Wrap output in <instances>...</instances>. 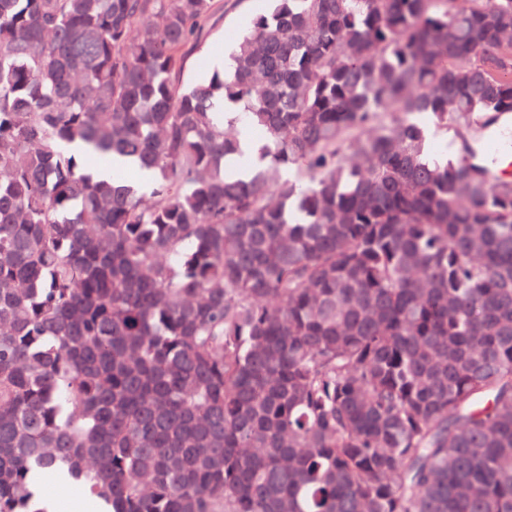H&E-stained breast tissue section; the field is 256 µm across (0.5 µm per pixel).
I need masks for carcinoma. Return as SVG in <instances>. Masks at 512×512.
Masks as SVG:
<instances>
[{"label":"carcinoma","mask_w":512,"mask_h":512,"mask_svg":"<svg viewBox=\"0 0 512 512\" xmlns=\"http://www.w3.org/2000/svg\"><path fill=\"white\" fill-rule=\"evenodd\" d=\"M215 4L0 0V512H512V0ZM236 3L217 21H209L206 26L208 36L202 47L192 55L186 65L183 81L186 85L202 84L209 79L213 68L210 66L211 57L224 54V45L229 55V36L236 30L249 27L254 16L261 13L265 7L264 0H220ZM501 130H498L497 135L493 138L486 139L484 131L480 134L479 139L484 141V152L487 157L500 156L504 161L508 160L509 157L512 159V117L506 125L500 126ZM510 131V153H505L503 142L501 141V131ZM44 484L49 490L50 497L57 500V512H71V501L76 497L85 498L86 491L81 486L60 487L51 477L44 478Z\"/></svg>","instance_id":"cac0c4a2"}]
</instances>
